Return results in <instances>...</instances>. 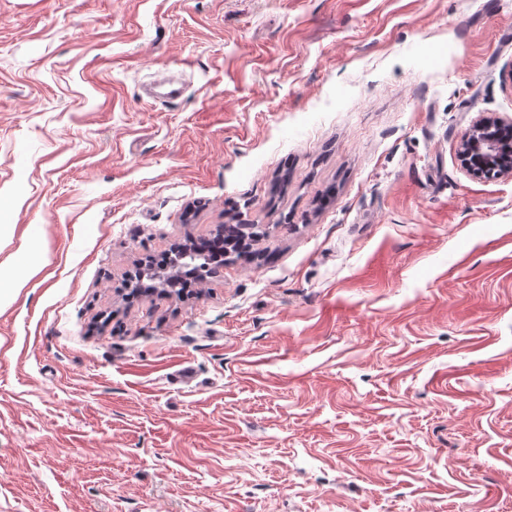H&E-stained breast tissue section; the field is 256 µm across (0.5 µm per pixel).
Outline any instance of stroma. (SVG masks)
I'll return each instance as SVG.
<instances>
[{
	"instance_id": "35a3bbf8",
	"label": "stroma",
	"mask_w": 512,
	"mask_h": 512,
	"mask_svg": "<svg viewBox=\"0 0 512 512\" xmlns=\"http://www.w3.org/2000/svg\"><path fill=\"white\" fill-rule=\"evenodd\" d=\"M184 84L163 103L144 84ZM512 0H0V512H512ZM257 224L191 294L141 262ZM459 157L470 175L498 178L512 175V116L480 113L462 134Z\"/></svg>"
}]
</instances>
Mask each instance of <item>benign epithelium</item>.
<instances>
[{
  "label": "benign epithelium",
  "instance_id": "7a95c632",
  "mask_svg": "<svg viewBox=\"0 0 512 512\" xmlns=\"http://www.w3.org/2000/svg\"><path fill=\"white\" fill-rule=\"evenodd\" d=\"M459 157L470 175L498 178L512 175V117L479 114L462 134Z\"/></svg>",
  "mask_w": 512,
  "mask_h": 512
}]
</instances>
